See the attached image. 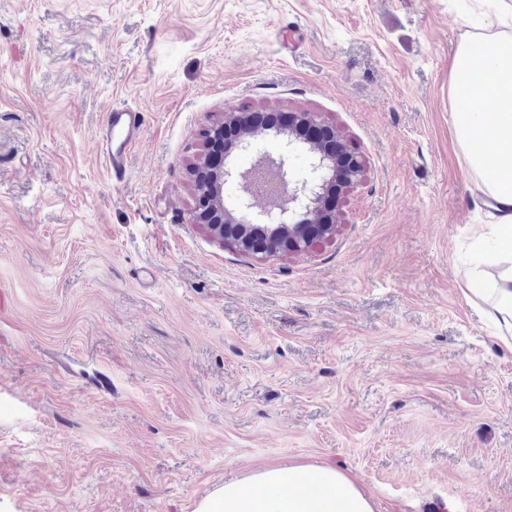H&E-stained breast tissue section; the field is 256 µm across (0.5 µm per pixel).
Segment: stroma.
Instances as JSON below:
<instances>
[{
  "label": "stroma",
  "mask_w": 512,
  "mask_h": 512,
  "mask_svg": "<svg viewBox=\"0 0 512 512\" xmlns=\"http://www.w3.org/2000/svg\"><path fill=\"white\" fill-rule=\"evenodd\" d=\"M483 0H0V512H191L329 463L375 512H512V349L473 275ZM143 125L123 181L107 112ZM317 112L366 161L335 239L252 258L190 217L228 112Z\"/></svg>",
  "instance_id": "stroma-1"
}]
</instances>
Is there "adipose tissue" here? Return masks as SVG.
Listing matches in <instances>:
<instances>
[{
  "label": "adipose tissue",
  "instance_id": "obj_1",
  "mask_svg": "<svg viewBox=\"0 0 512 512\" xmlns=\"http://www.w3.org/2000/svg\"><path fill=\"white\" fill-rule=\"evenodd\" d=\"M492 63L490 80L475 84L470 97L475 111H462L456 122L460 142L482 139L494 147L490 155H472L468 163L479 177L478 188L491 200L495 226L494 250L503 270L490 290L495 299L488 316L503 326L502 342L512 348V37L484 43L473 54L460 43L453 61L460 72ZM193 512H375L367 492L331 464L264 466L243 480L224 484L201 500Z\"/></svg>",
  "mask_w": 512,
  "mask_h": 512
}]
</instances>
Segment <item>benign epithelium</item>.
Segmentation results:
<instances>
[{
  "mask_svg": "<svg viewBox=\"0 0 512 512\" xmlns=\"http://www.w3.org/2000/svg\"><path fill=\"white\" fill-rule=\"evenodd\" d=\"M294 124L288 127H264L250 121L247 112L227 113L224 122L210 131L204 153V162L210 161L212 141L221 137L234 125L243 129L232 142L224 145L221 162L211 170L207 185H197L198 200L216 212L221 221L207 228L228 247L248 256L255 250L248 240L258 236L267 240H286V245L273 250L288 256L310 252L318 243L335 237L338 228L337 212L325 214V199L332 193L344 195L365 175L362 156L352 148H345L348 164L340 166L336 154L324 150L304 134L308 128H335L316 112H295ZM268 136L286 138L288 153L277 157L261 155L248 169L230 164L235 152L250 150L255 141ZM304 146L309 152L315 181L295 180L292 176L289 153ZM234 182L239 189L236 207L224 205V184Z\"/></svg>",
  "mask_w": 512,
  "mask_h": 512,
  "instance_id": "benign-epithelium-1",
  "label": "benign epithelium"
}]
</instances>
